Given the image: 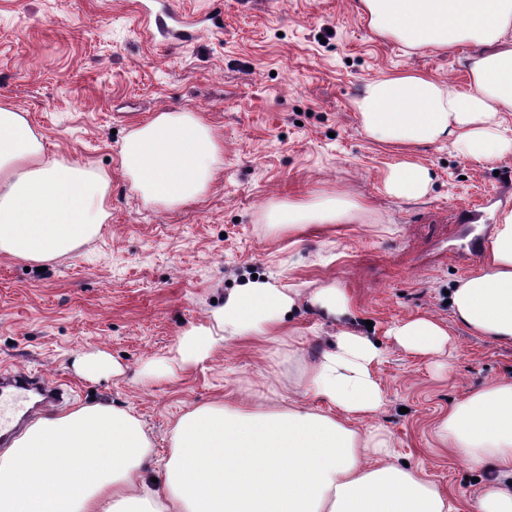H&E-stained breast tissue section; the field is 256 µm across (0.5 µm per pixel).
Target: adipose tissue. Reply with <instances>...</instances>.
I'll use <instances>...</instances> for the list:
<instances>
[{
    "label": "adipose tissue",
    "mask_w": 512,
    "mask_h": 512,
    "mask_svg": "<svg viewBox=\"0 0 512 512\" xmlns=\"http://www.w3.org/2000/svg\"><path fill=\"white\" fill-rule=\"evenodd\" d=\"M372 32L406 48L472 46L470 82L460 90L403 70L371 81L353 107L363 134L399 149L450 143L486 162L512 153L503 130L512 113V0H359ZM222 147L193 112L164 111L134 129L119 156L132 188L166 208L201 198ZM106 175L47 160L26 117L0 105V255L45 262L98 234L107 217ZM346 194L270 204L279 233L343 224L360 211ZM296 292L247 281L186 332L174 358L196 363L225 341L282 333ZM450 309L470 333L512 344V208L503 210L482 264L450 288ZM406 350L442 353L448 331L411 316L390 331ZM380 352L367 338L336 332L334 349L305 373L304 403L288 407L238 399L183 413L171 451L156 461L158 481L141 468L153 440L132 412L106 403L39 413L0 454V512H458L445 491L393 461V440L352 421L375 412L384 394ZM449 454L490 470L474 512H512V376L453 404L434 426Z\"/></svg>",
    "instance_id": "ef3b65f1"
}]
</instances>
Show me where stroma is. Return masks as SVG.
Returning a JSON list of instances; mask_svg holds the SVG:
<instances>
[{
  "mask_svg": "<svg viewBox=\"0 0 512 512\" xmlns=\"http://www.w3.org/2000/svg\"><path fill=\"white\" fill-rule=\"evenodd\" d=\"M224 27L192 42L147 37L138 0H0V104L21 112L44 155L110 179L109 216L68 255L26 270L0 255V369L41 372L68 389L56 413L107 402L133 411L169 455L176 419L198 405L272 399L332 347L339 323L311 305L344 290L346 327L378 341L384 401L358 429L389 432L401 460L471 512L480 482L438 448L433 422L466 393L512 375V346L457 324L446 291L479 267L498 211L512 206V154L477 163L450 146L409 152L366 138L352 101L366 84L417 70L463 88L470 49L407 50L373 34L359 0H221ZM163 111L200 115L224 151L199 200L145 203L119 164L124 139ZM427 169V193L390 194L392 166ZM342 191L362 203L348 224L298 238L264 220L268 204ZM258 276L298 289L292 338L237 339L203 362L172 360L209 325L213 303ZM430 316L445 353L402 348L389 329ZM103 351L122 375L87 380L77 355Z\"/></svg>",
  "mask_w": 512,
  "mask_h": 512,
  "instance_id": "obj_1",
  "label": "stroma"
}]
</instances>
